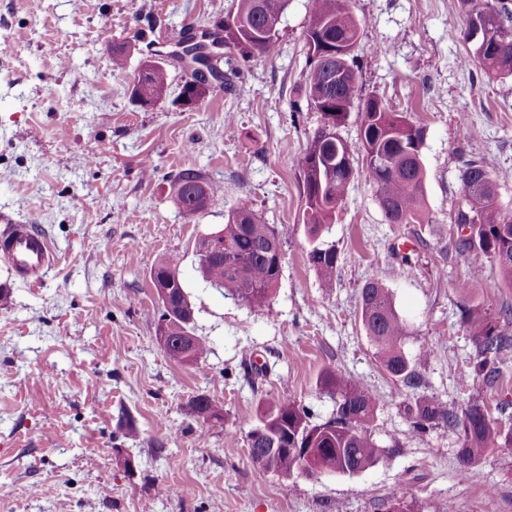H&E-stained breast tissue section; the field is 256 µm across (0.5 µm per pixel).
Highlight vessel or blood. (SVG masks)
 I'll list each match as a JSON object with an SVG mask.
<instances>
[{
	"instance_id": "vessel-or-blood-1",
	"label": "vessel or blood",
	"mask_w": 512,
	"mask_h": 512,
	"mask_svg": "<svg viewBox=\"0 0 512 512\" xmlns=\"http://www.w3.org/2000/svg\"><path fill=\"white\" fill-rule=\"evenodd\" d=\"M0 255L7 260L10 276L23 284L41 281L55 264L48 238L27 224H12L0 233Z\"/></svg>"
}]
</instances>
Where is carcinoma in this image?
I'll use <instances>...</instances> for the list:
<instances>
[{"label":"carcinoma","mask_w":512,"mask_h":512,"mask_svg":"<svg viewBox=\"0 0 512 512\" xmlns=\"http://www.w3.org/2000/svg\"><path fill=\"white\" fill-rule=\"evenodd\" d=\"M280 3L286 9L288 0H237V28L224 32V65L220 79L231 84L239 67L256 56H272L277 37H260L268 21L261 4ZM350 0H308L309 20L305 39H327L335 44L358 46L361 22L349 7ZM465 13L463 41L470 42L469 29L484 27L474 48L463 57L464 65L483 73L491 81L512 77V0H460ZM139 96L135 103L152 106L169 95V70L153 65L134 77ZM304 92L314 107H320L321 95L330 92L335 105V126L348 117L354 101H359L362 120L356 141L336 137V142L315 132L297 160L304 199L303 224L311 245L308 258L316 270L321 287H335L338 253L334 245L323 240L329 231L336 209L343 201L354 169L355 157L363 158V172L375 190L376 200L390 224H423L428 220L425 201L426 172L424 164L411 158L413 139L424 145V129L409 116L392 111L374 96L360 97L357 73L350 63L338 65L336 54L325 50L319 58L309 57V70ZM495 168L491 159L475 156L464 163L461 180L465 208L459 210L456 223L471 228L470 237L458 239L457 248L466 250L478 245L498 265L501 282L512 287V213L504 212L495 189ZM174 198L187 220L201 213L220 187L200 172L188 169L176 174L171 183ZM224 238V262L198 265L201 278L224 290V295L237 298L253 309L268 306L273 298L282 268V234L273 224H265L252 206L241 201L216 229ZM177 255L162 259L150 273L151 281L169 272L179 271ZM171 303L163 305L161 318H170L171 345L166 354L182 360L191 350L193 357L206 352L205 342L193 333L189 302L181 279L171 284ZM361 323L375 348L383 368L408 387L418 386L404 351L409 335L406 321L395 309L393 298L383 283L372 278L361 289L358 302ZM476 346V371L492 384L502 368L512 361V331L497 326L477 325L472 331ZM319 385L336 399L335 416L312 425L303 407L295 401L266 406L258 425L248 433L252 440L272 437L278 448L275 470L283 475L302 467L295 448L319 450L323 472L356 474L372 467L381 448L370 433L378 407L377 396L361 382L326 368ZM194 417L220 418L221 408L214 400L199 396L189 405ZM405 411L412 430L424 434L444 424L457 432L463 473L469 466L497 448L512 447V429L505 432L481 406H450L435 396L414 395L406 401Z\"/></svg>","instance_id":"carcinoma-1"}]
</instances>
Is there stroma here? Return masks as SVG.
<instances>
[{"label": "stroma", "instance_id": "obj_1", "mask_svg": "<svg viewBox=\"0 0 512 512\" xmlns=\"http://www.w3.org/2000/svg\"><path fill=\"white\" fill-rule=\"evenodd\" d=\"M233 4L41 0L34 11L28 0H0V217L38 229L56 255L28 286L9 285L0 264L9 287L0 303V512H512V450L493 451L463 477L457 433L418 435L403 410L419 392L480 405L512 428V366L491 386L475 376L462 322L469 309L503 324L512 288L496 287L498 266L480 249L444 266L438 258L460 235L470 157L494 160L498 202L512 210V79L490 82L462 66L459 0H351L364 23L362 95L425 128L429 221L387 223L356 172L325 235L339 252L327 290L308 260L296 165L321 124L302 91L307 0H289L274 56L254 58L192 109L178 100V69L155 106L130 96L148 43L174 42ZM117 43L134 47L122 70L112 66ZM185 169L221 188L191 223L171 193ZM242 199L282 234L281 276L261 310L197 272L198 239ZM169 255L182 259L193 332L208 346L194 364L170 359L156 340L150 269ZM374 277L411 329L404 350L417 390L382 368L362 326L358 296ZM252 362L267 375H246ZM328 367L377 395L379 460L354 475L257 476L247 435L260 406L294 400L311 423L326 422L336 404L318 376ZM201 395L223 407L221 419L189 416Z\"/></svg>", "mask_w": 512, "mask_h": 512}]
</instances>
